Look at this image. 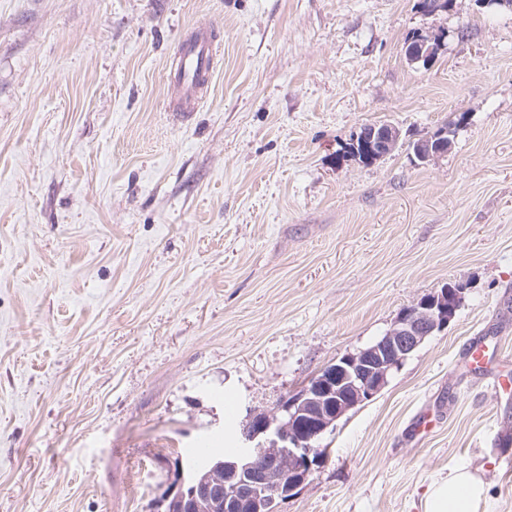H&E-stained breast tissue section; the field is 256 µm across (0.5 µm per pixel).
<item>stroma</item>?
<instances>
[{
    "mask_svg": "<svg viewBox=\"0 0 512 512\" xmlns=\"http://www.w3.org/2000/svg\"><path fill=\"white\" fill-rule=\"evenodd\" d=\"M202 19L221 59L179 122L169 58ZM379 123L400 146L348 154ZM449 283L455 317L277 512H423L454 468L512 512V395L461 368L475 336L512 355V10L0 0V512H163L188 449L238 447ZM439 46L436 37H427L426 39L417 37L410 40L406 45V57L412 63H421L424 61L428 64L435 57L434 53H437ZM450 126H451V124H449V125H448V124H446L445 126H443V127L439 128V129H438V130L433 134V136H432V137H430V136H429V137H426V138H425V140H427V139L429 140V138H431V140H432V138H433L434 136H436V137H434V138H433V139H435V140H436V138H437V137H441V138H439V139H437V140H436L437 142L435 143V145L433 146V148L431 147V144H432V145L434 144V140H432L431 142H430V140H429L428 142H426V141L422 142V141L424 140V138H421V139H419V140H417L416 142H414V143H413V145H412V150H413V153H414V155H415V157H416V159H417L418 161H420L421 163H426L425 161L421 160L420 155H419V150L421 151V147H418V144H419L420 142H422V143H421V145L424 143V144H426V146H427V148H425V149H423V150L421 151V156H422V157H424V158H425V160H428V161H430V162H431V161L436 160L438 157H440V156H442V155H444L445 153H447V152H448V151H447L448 149H447V150L443 149V148H444V146H443V145H444V142H445V144H446V145H448V148L451 146V142H452V140H451V138H450V133H452V132H451V130H450ZM443 129H446V130H447V133L442 137L443 133H441V134H439V133H440ZM438 134H439V135H438ZM437 135H438V136H437ZM441 139H444V142L440 141ZM438 140H439V141H438ZM430 143H431V144H430Z\"/></svg>",
    "mask_w": 512,
    "mask_h": 512,
    "instance_id": "stroma-1",
    "label": "stroma"
}]
</instances>
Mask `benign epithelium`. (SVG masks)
Here are the masks:
<instances>
[{
    "label": "benign epithelium",
    "instance_id": "obj_1",
    "mask_svg": "<svg viewBox=\"0 0 512 512\" xmlns=\"http://www.w3.org/2000/svg\"><path fill=\"white\" fill-rule=\"evenodd\" d=\"M412 63H430L439 50L433 38L417 37L406 45ZM400 129L374 124L369 130L371 155L379 158L399 143ZM461 289L443 291L407 307L380 339L357 353L342 355L322 369L298 393L280 405L281 419L255 412L239 431L242 451L235 460L217 462L237 480L235 493H222L190 474L179 479L177 499L187 504L182 512H195L200 504L224 499V512H237L254 498L282 499L294 493L310 477L323 457L317 443L348 411L375 398L388 378L429 336L442 330L455 316ZM288 462V474L278 465Z\"/></svg>",
    "mask_w": 512,
    "mask_h": 512
}]
</instances>
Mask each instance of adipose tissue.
<instances>
[{
	"instance_id": "adipose-tissue-1",
	"label": "adipose tissue",
	"mask_w": 512,
	"mask_h": 512,
	"mask_svg": "<svg viewBox=\"0 0 512 512\" xmlns=\"http://www.w3.org/2000/svg\"><path fill=\"white\" fill-rule=\"evenodd\" d=\"M486 497L483 480L469 470L459 468L430 484L424 512H479Z\"/></svg>"
}]
</instances>
